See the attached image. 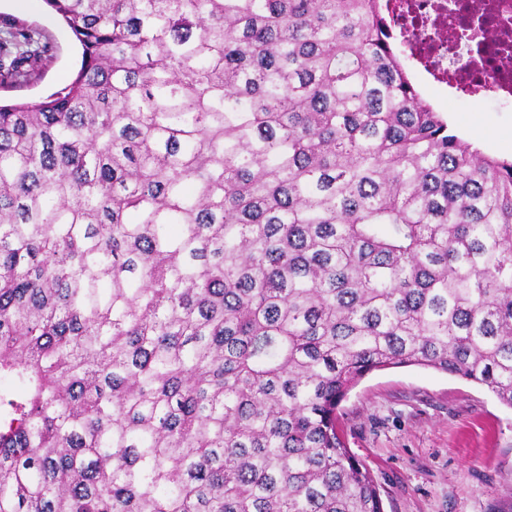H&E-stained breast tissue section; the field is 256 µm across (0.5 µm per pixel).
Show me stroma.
Masks as SVG:
<instances>
[{"mask_svg":"<svg viewBox=\"0 0 512 512\" xmlns=\"http://www.w3.org/2000/svg\"><path fill=\"white\" fill-rule=\"evenodd\" d=\"M22 24L47 44L27 84L4 102H36L78 71L81 47L44 0H0V28ZM423 96L484 154L512 160V103ZM347 447L370 470L385 512H512V409L475 383L418 366L373 372L341 404Z\"/></svg>","mask_w":512,"mask_h":512,"instance_id":"stroma-1","label":"stroma"}]
</instances>
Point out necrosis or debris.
Segmentation results:
<instances>
[{"instance_id":"necrosis-or-debris-1","label":"necrosis or debris","mask_w":512,"mask_h":512,"mask_svg":"<svg viewBox=\"0 0 512 512\" xmlns=\"http://www.w3.org/2000/svg\"><path fill=\"white\" fill-rule=\"evenodd\" d=\"M471 0H385L386 11L413 17L411 76L453 94L512 102V0H481L482 21L472 39L460 32L470 21Z\"/></svg>"}]
</instances>
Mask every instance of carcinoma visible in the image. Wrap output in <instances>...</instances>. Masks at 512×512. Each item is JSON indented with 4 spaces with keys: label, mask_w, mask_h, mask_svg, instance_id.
Masks as SVG:
<instances>
[{
    "label": "carcinoma",
    "mask_w": 512,
    "mask_h": 512,
    "mask_svg": "<svg viewBox=\"0 0 512 512\" xmlns=\"http://www.w3.org/2000/svg\"><path fill=\"white\" fill-rule=\"evenodd\" d=\"M45 3L82 62L0 104V512H384L339 429L364 377L512 408V160L376 0Z\"/></svg>",
    "instance_id": "cac0c4a2"
}]
</instances>
